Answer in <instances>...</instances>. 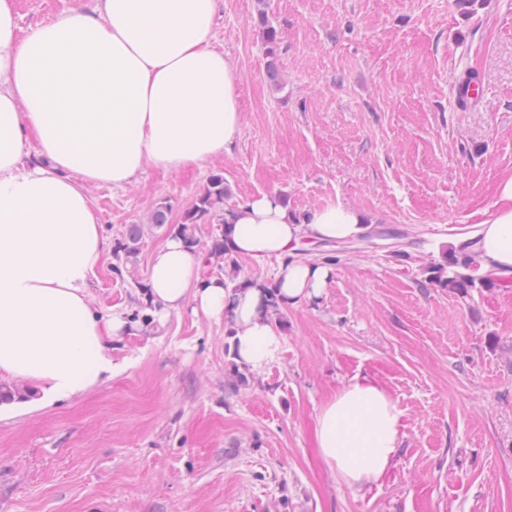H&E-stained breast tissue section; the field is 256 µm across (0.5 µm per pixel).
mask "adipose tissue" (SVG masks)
<instances>
[{"instance_id": "1", "label": "adipose tissue", "mask_w": 512, "mask_h": 512, "mask_svg": "<svg viewBox=\"0 0 512 512\" xmlns=\"http://www.w3.org/2000/svg\"><path fill=\"white\" fill-rule=\"evenodd\" d=\"M217 0H93L18 34L15 0H0V375L43 400L92 388L112 370L110 342L132 333L123 313L90 300L104 242L87 194L119 189L153 167L176 172L222 158L241 126L231 61L213 47ZM36 137L43 162L24 147ZM366 214L329 205L304 216L278 194L224 210L234 256L282 257L273 281L233 288L201 278L200 258L170 237L150 257L152 321L184 306L229 326L234 361L257 372L284 338L270 306L319 300L331 267L293 260L309 241H349ZM483 269L512 275V177L496 191L475 247ZM402 413L375 378L355 375L322 406L316 446L337 479L360 493L394 469Z\"/></svg>"}]
</instances>
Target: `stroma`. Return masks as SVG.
Returning a JSON list of instances; mask_svg holds the SVG:
<instances>
[{"mask_svg": "<svg viewBox=\"0 0 512 512\" xmlns=\"http://www.w3.org/2000/svg\"><path fill=\"white\" fill-rule=\"evenodd\" d=\"M91 0H17L19 32ZM281 90L265 77L257 0H218L214 45L237 66L241 129L223 158L89 188L106 246L143 227L121 274L104 254L97 311L144 297L151 253L210 174L227 205L278 193L298 215H369L375 245L335 250L319 301L282 308L277 361L232 378L227 323L191 309L111 344L112 374L45 408L0 405V512H512V283L463 297L427 283L475 237L512 176V0H266ZM481 94L461 107L460 79ZM169 221L148 218L155 202ZM367 374L402 412L384 483L354 494L315 441L325 401Z\"/></svg>", "mask_w": 512, "mask_h": 512, "instance_id": "1", "label": "stroma"}]
</instances>
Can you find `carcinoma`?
<instances>
[{"label": "carcinoma", "instance_id": "obj_1", "mask_svg": "<svg viewBox=\"0 0 512 512\" xmlns=\"http://www.w3.org/2000/svg\"><path fill=\"white\" fill-rule=\"evenodd\" d=\"M258 22L262 27L263 40L266 49V78L271 87L276 90L282 88L283 80L277 63L280 45V33L270 24L265 8V0H257ZM227 198V188L224 185V174L216 172L208 177L206 185L196 195L190 208L183 214L181 221L176 225L174 234L181 237L190 248L200 246L195 230L196 225L205 222L224 224V203ZM143 229L139 224H129L113 246L112 270L121 274L122 268L131 262L139 250ZM473 242L468 241L459 247L458 252L444 258L441 262H431L422 267V273L430 284L448 288L456 294L468 295L476 288H485L495 279V272L488 271L483 275L477 274L479 266L476 254L472 249ZM206 256L204 263L210 264L212 260L220 261L219 269L224 275L233 280L240 271L238 259L227 248L224 234L211 239L210 244L204 247Z\"/></svg>", "mask_w": 512, "mask_h": 512}]
</instances>
